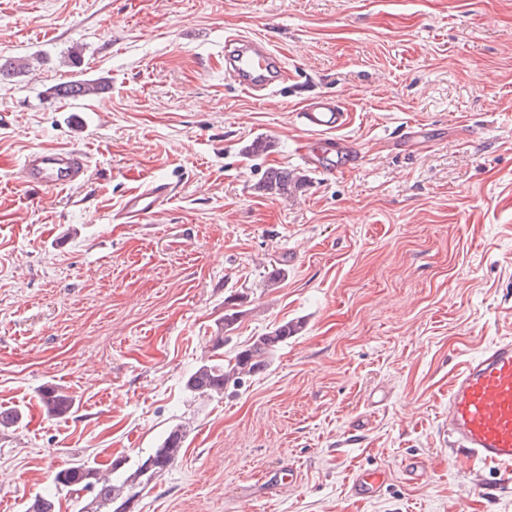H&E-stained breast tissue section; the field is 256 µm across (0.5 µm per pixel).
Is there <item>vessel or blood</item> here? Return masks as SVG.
Returning a JSON list of instances; mask_svg holds the SVG:
<instances>
[{"label": "vessel or blood", "instance_id": "vessel-or-blood-1", "mask_svg": "<svg viewBox=\"0 0 512 512\" xmlns=\"http://www.w3.org/2000/svg\"><path fill=\"white\" fill-rule=\"evenodd\" d=\"M224 76L237 89L256 100L278 94L288 81L286 56L259 37L237 33L224 38ZM306 138L299 150L303 162L324 174H346L359 166L362 152L351 139L342 137L351 114L334 96L305 99L298 112ZM336 134V156L321 160L317 144ZM91 160L81 149L36 148L24 157L20 180L39 188H66L83 183ZM171 201L168 182L152 181L128 195L120 218L138 223L165 210ZM448 451L461 464L475 461L498 465L499 477L512 481V339L496 342L478 357L463 361L448 387ZM384 468L358 471L350 493L360 499L377 496L388 481Z\"/></svg>", "mask_w": 512, "mask_h": 512}]
</instances>
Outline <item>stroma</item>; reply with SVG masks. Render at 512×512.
<instances>
[{
    "label": "stroma",
    "instance_id": "35a3bbf8",
    "mask_svg": "<svg viewBox=\"0 0 512 512\" xmlns=\"http://www.w3.org/2000/svg\"><path fill=\"white\" fill-rule=\"evenodd\" d=\"M229 31L283 50L287 88L225 81ZM7 59L26 67L0 77V406L24 419L0 433V512H75L91 495L58 470L134 468L178 425L183 456L133 512H512L497 467L461 469L442 434L459 363L512 339V0H0ZM78 79L105 89L53 95ZM320 93L353 111L349 174L299 159ZM411 123L427 140L400 145ZM64 146L89 153L85 182H19L29 150ZM153 180L174 187L165 213L125 223ZM232 298L225 358L304 330L203 397L186 381ZM49 385L74 396L65 417ZM381 466L377 497L349 496ZM39 402L50 416L67 415L75 405V399L64 388L58 386L44 387L39 394Z\"/></svg>",
    "mask_w": 512,
    "mask_h": 512
}]
</instances>
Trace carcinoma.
Segmentation results:
<instances>
[{
	"label": "carcinoma",
	"instance_id": "obj_1",
	"mask_svg": "<svg viewBox=\"0 0 512 512\" xmlns=\"http://www.w3.org/2000/svg\"><path fill=\"white\" fill-rule=\"evenodd\" d=\"M102 90L101 83H90L73 80L54 87V94L62 98H79L97 95ZM288 173L283 171L267 172L266 187L279 195L288 193ZM237 312L224 313L223 322L217 326L215 336L211 337L212 349L224 348L229 340L226 333L234 330ZM302 329L299 322L287 321L271 331L256 337L245 348L239 350L233 359H208L199 365L186 381L187 388L198 395H211L224 392L229 384L238 385L244 379L261 372L269 365L270 355L288 339L296 336ZM39 402L50 416L67 415L75 405V399L65 389L58 386H47L40 391ZM23 414L12 408L0 407V430H11L19 426ZM183 430L180 426L172 428L162 443L152 453L138 462L135 469L117 484L112 474L122 468L123 460L115 459L108 473L100 468L79 464L59 470L54 478L57 485L71 491L88 490L92 499L81 506L78 512H125L124 507L133 501L138 494L154 480L160 478L180 458L183 444Z\"/></svg>",
	"mask_w": 512,
	"mask_h": 512
}]
</instances>
